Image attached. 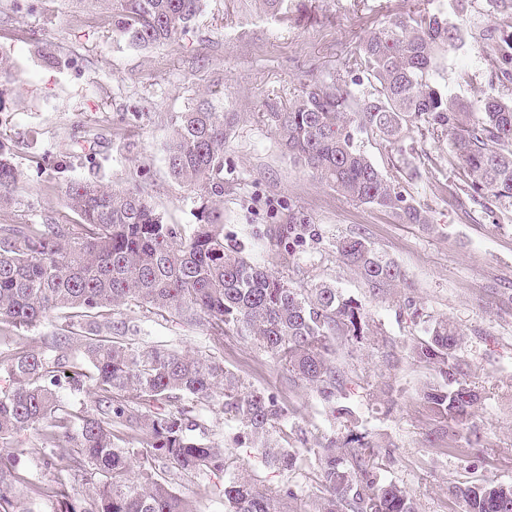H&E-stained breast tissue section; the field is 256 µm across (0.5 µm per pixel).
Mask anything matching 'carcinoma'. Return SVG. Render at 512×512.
I'll return each instance as SVG.
<instances>
[{"label": "carcinoma", "mask_w": 512, "mask_h": 512, "mask_svg": "<svg viewBox=\"0 0 512 512\" xmlns=\"http://www.w3.org/2000/svg\"><path fill=\"white\" fill-rule=\"evenodd\" d=\"M112 9V23L132 46L153 48L186 31L203 0H95ZM459 26L437 14L398 17L370 30L351 68L365 74L371 91L346 84L310 82L287 106L268 105L262 117L305 168L349 199L393 213L406 224H429L354 144V131H375L397 152L411 131L448 134L471 199L512 207V98L487 95L476 102L448 97L431 79L439 53L462 41ZM497 78L512 81V36L488 34ZM235 113L211 102L188 108L174 121L167 146L168 170L178 182L200 188L196 224L187 235L166 224L139 188L74 181L63 189L77 224H0V451L15 436L36 431L50 468H88L89 501L78 504L63 485L36 486L56 501V512H196L178 495L167 473L193 478L224 472L229 452L205 437L202 406H217L235 420L242 438L282 473L301 453L276 443L288 420L276 397L249 387L209 355L136 342L138 325L123 310L199 322L216 346L242 336L271 354L293 386L315 390L342 420L346 433L307 448L319 462L321 495L312 512H416L395 483L380 480L383 458L369 433L358 429L354 409L343 403L347 372L336 363V340L360 348L379 343L362 303L319 283L292 288L224 244V184L211 180L224 168V143ZM18 174L0 150V205L10 199ZM305 221L290 215L282 236L305 237ZM374 295L385 296L405 279L365 239L336 242ZM64 323L39 345L15 340L17 332L58 313ZM462 332L438 318L411 347L413 359L435 372L422 401L443 431L474 416L480 394L466 380L459 355ZM86 393L90 406L60 396ZM175 407L154 413L150 404ZM25 483L0 461V512H32L16 486ZM292 489L272 492L239 474L224 483V512H281ZM449 498L461 512H512V485L493 482L454 486Z\"/></svg>", "instance_id": "1"}]
</instances>
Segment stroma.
<instances>
[{"instance_id": "35a3bbf8", "label": "stroma", "mask_w": 512, "mask_h": 512, "mask_svg": "<svg viewBox=\"0 0 512 512\" xmlns=\"http://www.w3.org/2000/svg\"><path fill=\"white\" fill-rule=\"evenodd\" d=\"M419 12L443 15L466 33L464 44L439 56L434 79L443 92L472 102L512 97V83L499 81L489 61L484 35L504 18L487 0H288L278 14L261 0H205L186 32L147 50L129 45L95 0H0V52L12 63L11 81L0 90V141L18 172L0 224L76 223L61 189L95 181L140 186L166 223L192 232L200 191L170 177L165 146L180 112L204 97L219 101L237 115L216 176L224 184L225 239L290 287L325 282L361 300L395 353L387 360L377 348L339 346L337 361L349 374L346 401L361 430L392 451L382 480L404 487L418 512H450L451 486L512 483V207L469 199L446 135L411 133L401 155L378 134L356 133L357 147L429 217L425 226L403 223L320 182L262 118L267 104H288L308 82L364 83L350 65L366 33ZM292 213L314 234L285 259L278 230ZM350 235L397 263L407 287L370 294L336 254L337 239ZM442 316L465 334L461 356L481 395L469 427L481 437L475 451L465 447L468 429L459 430L457 451L434 442L435 425L419 398L434 373L408 355L426 320ZM124 317L140 326L141 345L212 355L245 383L273 392L288 412L282 445L296 448L333 429L317 393L290 386L252 341L228 336L216 347L204 326L141 307ZM203 419L209 439L229 448L259 487L293 486L297 497L284 512H309L318 488L315 456L304 455L285 475L266 467L255 449L234 444L239 427L218 407L204 408ZM10 461L24 477L63 484L71 500L89 497L90 475L45 467L35 431L18 436ZM173 486L198 512H224L223 474Z\"/></svg>"}]
</instances>
